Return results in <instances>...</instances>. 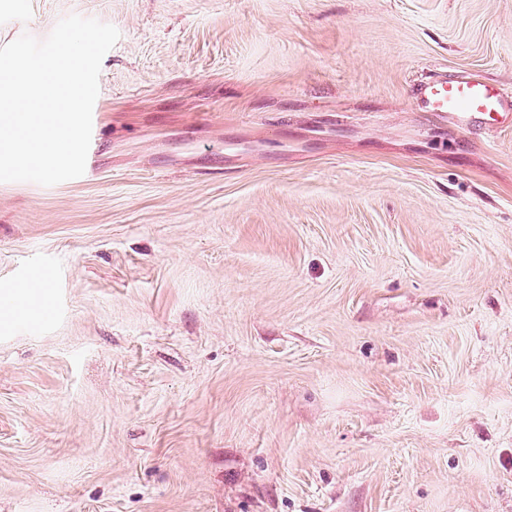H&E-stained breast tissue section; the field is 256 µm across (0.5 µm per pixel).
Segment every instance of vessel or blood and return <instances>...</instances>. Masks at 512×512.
I'll return each instance as SVG.
<instances>
[{
  "label": "vessel or blood",
  "mask_w": 512,
  "mask_h": 512,
  "mask_svg": "<svg viewBox=\"0 0 512 512\" xmlns=\"http://www.w3.org/2000/svg\"><path fill=\"white\" fill-rule=\"evenodd\" d=\"M414 99L421 111L448 118L461 130L477 124L512 127V91L474 71L420 83Z\"/></svg>",
  "instance_id": "b4317fda"
}]
</instances>
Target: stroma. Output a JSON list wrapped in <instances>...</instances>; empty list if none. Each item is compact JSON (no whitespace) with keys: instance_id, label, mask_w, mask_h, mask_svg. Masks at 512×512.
<instances>
[{"instance_id":"1","label":"stroma","mask_w":512,"mask_h":512,"mask_svg":"<svg viewBox=\"0 0 512 512\" xmlns=\"http://www.w3.org/2000/svg\"><path fill=\"white\" fill-rule=\"evenodd\" d=\"M114 25L80 177L0 182V512H512V0H0ZM413 95L422 112L448 116V121L461 130L476 124L512 127V91L504 90L479 72L420 83ZM0 288L1 319L5 312L13 316H26L34 311L48 310L50 292L46 288H32L26 284Z\"/></svg>"}]
</instances>
